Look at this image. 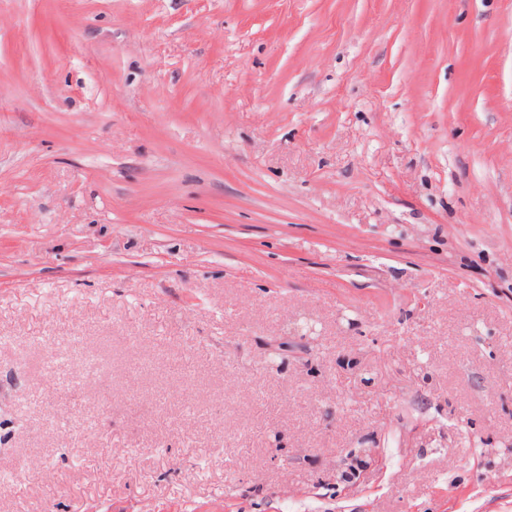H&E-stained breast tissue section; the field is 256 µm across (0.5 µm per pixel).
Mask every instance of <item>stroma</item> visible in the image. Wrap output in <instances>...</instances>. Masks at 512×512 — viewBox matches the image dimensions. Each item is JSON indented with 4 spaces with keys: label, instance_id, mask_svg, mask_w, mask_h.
Instances as JSON below:
<instances>
[{
    "label": "stroma",
    "instance_id": "obj_1",
    "mask_svg": "<svg viewBox=\"0 0 512 512\" xmlns=\"http://www.w3.org/2000/svg\"><path fill=\"white\" fill-rule=\"evenodd\" d=\"M0 512H512V0H0Z\"/></svg>",
    "mask_w": 512,
    "mask_h": 512
}]
</instances>
